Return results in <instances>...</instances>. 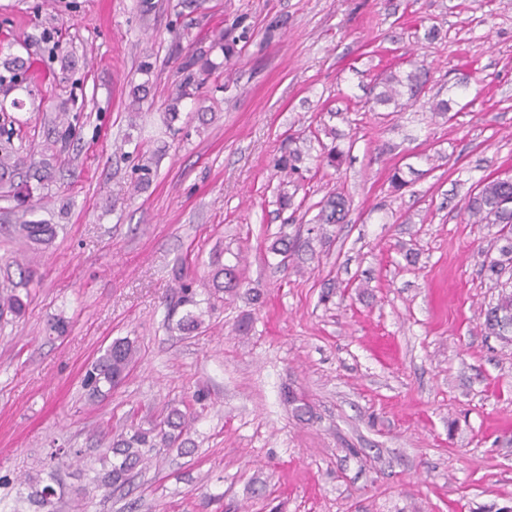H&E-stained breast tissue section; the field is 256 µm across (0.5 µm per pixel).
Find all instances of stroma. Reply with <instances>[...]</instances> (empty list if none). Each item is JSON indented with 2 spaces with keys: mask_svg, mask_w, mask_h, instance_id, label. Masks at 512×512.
<instances>
[{
  "mask_svg": "<svg viewBox=\"0 0 512 512\" xmlns=\"http://www.w3.org/2000/svg\"><path fill=\"white\" fill-rule=\"evenodd\" d=\"M151 2L144 14L140 0H0V49L37 60L33 79L0 85V102L25 103L8 111L25 153L39 161L59 105L80 116L49 180L15 178L52 242L16 237V201L0 197V284L26 296L22 315H0V475L40 474L52 449L92 453L106 431L187 404L191 452L129 489L77 506L82 467L51 466L59 512L512 507V342L483 327L500 227L462 215L481 179L512 175V0ZM45 27L75 70L39 60ZM220 37L236 41L232 59ZM191 48L218 68L169 125ZM417 68L422 100L448 115L376 103L383 72ZM290 136L293 176L274 166ZM333 145L336 168L318 159ZM332 192L350 202L345 223L288 260L270 252ZM222 264L246 283L237 295L214 292ZM182 281L206 332L170 328ZM123 337L135 366L90 399L85 367Z\"/></svg>",
  "mask_w": 512,
  "mask_h": 512,
  "instance_id": "stroma-1",
  "label": "stroma"
}]
</instances>
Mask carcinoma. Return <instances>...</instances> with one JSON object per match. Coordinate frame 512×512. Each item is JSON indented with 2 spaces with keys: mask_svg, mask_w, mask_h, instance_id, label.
Wrapping results in <instances>:
<instances>
[{
  "mask_svg": "<svg viewBox=\"0 0 512 512\" xmlns=\"http://www.w3.org/2000/svg\"><path fill=\"white\" fill-rule=\"evenodd\" d=\"M44 51L48 56L61 57L64 66H69V55L64 53L62 43L54 30H47L43 35ZM35 60L21 56H10L0 59V84L4 82L17 83L24 80ZM215 65L208 56L202 53H191L182 62L180 71L184 73L183 80L176 88L175 96L171 99V108L192 95V90H199L209 81ZM381 91L377 101L385 104L403 106L412 103L422 91L423 82L420 73L410 72L401 77L393 72L385 73L380 78ZM63 119L54 124L55 140L46 143L53 147L57 143L71 140L76 133V125L67 119V113H62ZM14 131L0 130V186L12 185V180L21 159L19 149L13 142ZM303 156L296 148L275 159L274 167L286 170L291 174L299 171L298 163ZM468 220L475 224H501L506 232L500 235L505 244L499 247L500 258L492 259L486 265L490 277H500L504 266L512 263V176H498L491 180L481 181L476 194L469 197L466 207ZM348 213V201L340 193L328 196L319 203L318 213L313 223L342 224ZM13 232L37 244H47L51 241L54 228L40 221L18 218L13 225ZM270 250L287 258L299 251V243L286 238L276 239ZM217 291L232 293L242 287L236 267L222 266L213 274ZM180 307H189L176 322V329L182 332H193L202 327V313L195 311L198 307L196 292L186 284L180 285ZM25 309V303L13 289H0V313L8 311L19 315ZM484 329L487 334L494 336H512V289H502L496 302L489 305L485 312ZM136 347L127 338L112 341L86 369L83 385L92 397L102 395L103 388H113L127 375L135 361ZM190 430V415L177 407L170 408L167 413L144 429L138 424L130 425L129 430L111 435L109 446L99 458L101 470L91 478L94 488L110 489L122 487L130 482L134 471H142L147 465L158 459L165 451L177 446L186 447L190 443L187 438ZM56 475L50 471L47 478H29L23 482L26 491L20 493V499L28 505L31 512H56V504L60 499L55 487Z\"/></svg>",
  "mask_w": 512,
  "mask_h": 512,
  "instance_id": "carcinoma-1",
  "label": "carcinoma"
}]
</instances>
